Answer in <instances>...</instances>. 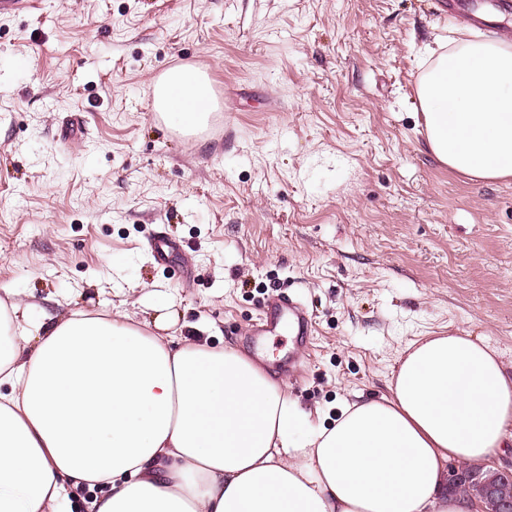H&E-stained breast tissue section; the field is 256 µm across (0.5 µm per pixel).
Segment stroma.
<instances>
[{"label": "stroma", "mask_w": 512, "mask_h": 512, "mask_svg": "<svg viewBox=\"0 0 512 512\" xmlns=\"http://www.w3.org/2000/svg\"><path fill=\"white\" fill-rule=\"evenodd\" d=\"M442 0H39L0 15V288L109 310L168 294L252 355L272 291L308 347L260 367L312 426L381 396L421 336L488 341L512 368V179L470 181L426 145L421 50L474 28ZM215 98L188 136L156 117L171 68ZM176 241L167 263L148 248ZM295 366L285 369L283 355Z\"/></svg>", "instance_id": "obj_1"}]
</instances>
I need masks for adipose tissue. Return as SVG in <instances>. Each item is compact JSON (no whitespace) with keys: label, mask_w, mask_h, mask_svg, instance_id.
I'll list each match as a JSON object with an SVG mask.
<instances>
[{"label":"adipose tissue","mask_w":512,"mask_h":512,"mask_svg":"<svg viewBox=\"0 0 512 512\" xmlns=\"http://www.w3.org/2000/svg\"><path fill=\"white\" fill-rule=\"evenodd\" d=\"M418 89L429 149L477 182L512 179V40L436 39ZM153 106L192 133L207 76L164 73ZM151 318L35 312L0 294V512H475L449 461L486 463L512 440V370L469 336L408 343L386 395L342 402L305 429L287 386L247 356Z\"/></svg>","instance_id":"1"}]
</instances>
